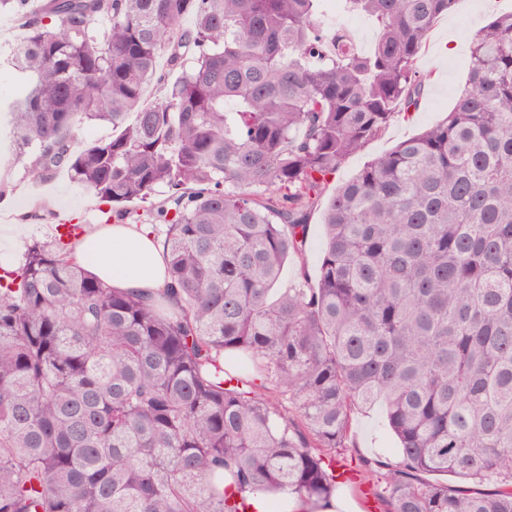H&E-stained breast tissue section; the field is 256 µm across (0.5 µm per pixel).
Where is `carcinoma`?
<instances>
[{"mask_svg":"<svg viewBox=\"0 0 512 512\" xmlns=\"http://www.w3.org/2000/svg\"><path fill=\"white\" fill-rule=\"evenodd\" d=\"M26 2L0 0L30 75L15 159L39 182L68 171L103 224L143 205L167 283L91 275L86 224L0 270V512L319 504L378 403L398 457L377 462L386 512H512V11L473 36L446 118L336 189L312 276L323 185L419 107L418 55L457 0H343L378 26L368 53L325 0ZM97 124L112 135L79 141ZM290 260L299 281L279 288Z\"/></svg>","mask_w":512,"mask_h":512,"instance_id":"cac0c4a2","label":"carcinoma"}]
</instances>
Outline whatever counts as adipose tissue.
Here are the masks:
<instances>
[{"instance_id": "obj_1", "label": "adipose tissue", "mask_w": 512, "mask_h": 512, "mask_svg": "<svg viewBox=\"0 0 512 512\" xmlns=\"http://www.w3.org/2000/svg\"><path fill=\"white\" fill-rule=\"evenodd\" d=\"M75 256L113 288L150 294L164 285L162 250L148 228L108 224L81 236Z\"/></svg>"}]
</instances>
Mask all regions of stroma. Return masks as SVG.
Returning a JSON list of instances; mask_svg holds the SVG:
<instances>
[{"instance_id":"1","label":"stroma","mask_w":512,"mask_h":512,"mask_svg":"<svg viewBox=\"0 0 512 512\" xmlns=\"http://www.w3.org/2000/svg\"><path fill=\"white\" fill-rule=\"evenodd\" d=\"M512 9V0H458L455 8L442 16L429 32L416 67L428 80L420 107L411 113L396 114L383 132L368 142L362 151L350 155L329 178L309 222L307 266L316 271L323 244V216L327 203L337 186L354 177L373 158L392 149L399 142L420 133L429 125L442 120L454 105L463 86L470 55L472 36L500 12ZM23 35L20 23L12 13H0V179L11 183L13 190L0 199V225L21 223L22 212L28 211L33 198L50 197L53 216L31 221L26 235L18 242L24 250L33 241L48 240L50 230L57 226L59 217H77L92 224L101 218L100 201L67 173H58L47 182L31 181L22 165L14 163L11 154V128L6 120L8 107L23 90L16 71L10 69L5 59L11 48ZM354 446L345 454V464L354 478L353 483L337 485L336 492L356 504V512H366L359 507L358 490L377 491L376 472L365 467V460L380 459L396 462L395 441L390 434L382 407L355 412L352 424Z\"/></svg>"}]
</instances>
